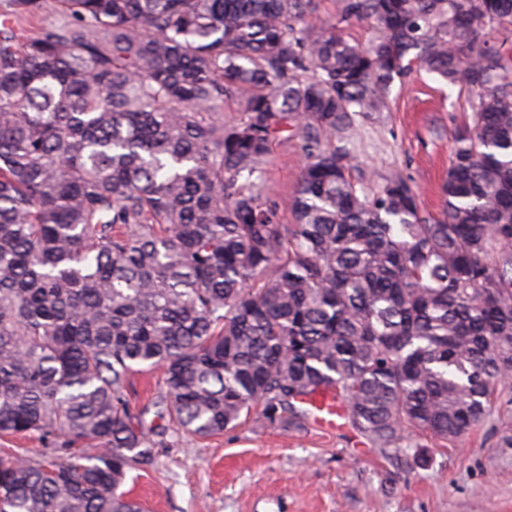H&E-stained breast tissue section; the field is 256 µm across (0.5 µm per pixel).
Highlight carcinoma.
Masks as SVG:
<instances>
[{
  "mask_svg": "<svg viewBox=\"0 0 512 512\" xmlns=\"http://www.w3.org/2000/svg\"><path fill=\"white\" fill-rule=\"evenodd\" d=\"M0 0V512H141L175 429L458 439L512 378V0ZM57 19L30 33L23 22ZM373 31L362 48L339 31ZM472 90L442 211L354 176L413 67ZM239 117L224 120V104ZM300 134L294 223L268 187ZM159 368L141 408L129 378ZM301 401L309 406L313 412H317L318 414H315L316 419L327 426H337V419L344 418L343 406L336 400L335 394L330 390L320 389L303 397Z\"/></svg>",
  "mask_w": 512,
  "mask_h": 512,
  "instance_id": "carcinoma-1",
  "label": "carcinoma"
}]
</instances>
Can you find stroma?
Segmentation results:
<instances>
[{"label": "stroma", "instance_id": "obj_1", "mask_svg": "<svg viewBox=\"0 0 512 512\" xmlns=\"http://www.w3.org/2000/svg\"><path fill=\"white\" fill-rule=\"evenodd\" d=\"M472 102L464 83L412 72L394 83L387 109L364 122L355 142L360 170L400 173L422 209L438 214ZM302 161L298 135L274 143L268 186L285 204L286 224ZM167 440L155 468L125 485L142 512H512V385L465 438L416 432L395 454L348 424L286 429L254 416L220 435L172 432Z\"/></svg>", "mask_w": 512, "mask_h": 512}]
</instances>
